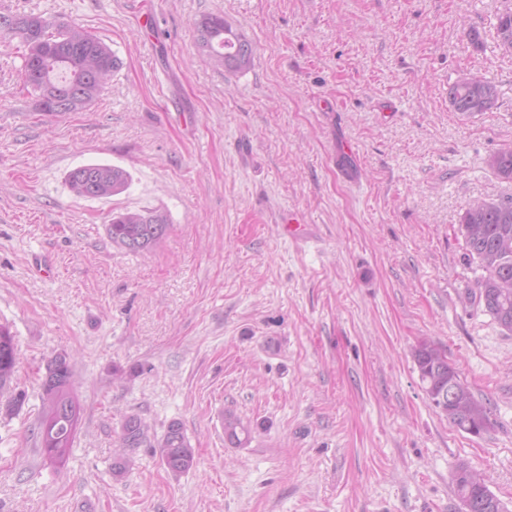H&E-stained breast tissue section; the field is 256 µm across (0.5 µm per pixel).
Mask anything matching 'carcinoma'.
<instances>
[{
  "label": "carcinoma",
  "mask_w": 512,
  "mask_h": 512,
  "mask_svg": "<svg viewBox=\"0 0 512 512\" xmlns=\"http://www.w3.org/2000/svg\"><path fill=\"white\" fill-rule=\"evenodd\" d=\"M197 43L216 69L243 72L252 64L251 44L220 14H206L194 23ZM498 45L512 52V9L498 15ZM0 41L18 42L24 49L21 78L24 88L38 98L39 111L64 116L81 112L94 103L121 61L105 41L84 28L55 22L41 15L0 14ZM498 98L495 83L481 76L459 78L448 89L454 111L473 116L489 111ZM491 170L512 181V148L497 151L488 159ZM71 191L83 198H107L124 191L131 174L108 164H88L66 178ZM171 227L159 210L116 212L107 234L112 243L131 252H148L166 237ZM464 259L476 265L474 297L482 312L507 335H512V199L477 201L470 205L460 224ZM424 390L448 420L463 431L479 435L490 425L487 404L476 399L448 358L432 343L422 341L412 350ZM18 362L14 335L0 324V389L12 382ZM71 359L52 358L41 382L42 409L35 427L44 460L63 466L73 452L82 406L73 392ZM453 399H448V395ZM224 437L243 448L251 437V426L232 410L224 411ZM143 446L155 448L162 463L175 475L196 464L181 423L171 422L163 436L150 439V425L138 415H128L121 425L119 449L112 463V476L123 477L133 463L132 453ZM451 483L465 512H502L507 505L488 487L486 476L465 462L452 473Z\"/></svg>",
  "instance_id": "cac0c4a2"
}]
</instances>
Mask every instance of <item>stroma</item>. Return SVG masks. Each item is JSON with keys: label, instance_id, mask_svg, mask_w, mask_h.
<instances>
[{"label": "stroma", "instance_id": "stroma-1", "mask_svg": "<svg viewBox=\"0 0 512 512\" xmlns=\"http://www.w3.org/2000/svg\"><path fill=\"white\" fill-rule=\"evenodd\" d=\"M511 8L0 0L82 26L123 63L89 108L54 118L0 43V324L26 394L0 415V512H462V461L512 505V335L475 304L458 232L472 202L512 197L486 164L512 147V53L495 32ZM210 13L250 42L248 70L208 64L194 23ZM468 74L499 88L473 117L448 100ZM89 163L129 171V188L76 196L66 177ZM126 209L163 211L171 230L117 248L106 226ZM290 213L305 237L285 232ZM425 339L487 403L486 432L428 399L411 356ZM59 354L83 416L54 467L33 429ZM227 409L252 427L245 447L224 437ZM130 414L158 437L180 422L195 467L173 475L141 448L113 479Z\"/></svg>", "mask_w": 512, "mask_h": 512}]
</instances>
